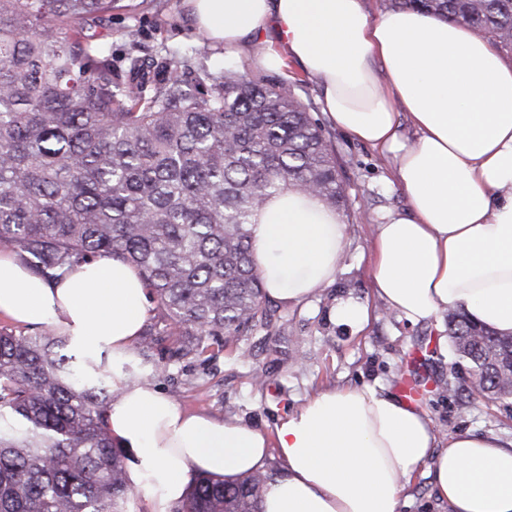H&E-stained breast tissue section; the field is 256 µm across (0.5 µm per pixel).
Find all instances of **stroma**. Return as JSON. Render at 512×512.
Here are the masks:
<instances>
[{
    "label": "stroma",
    "mask_w": 512,
    "mask_h": 512,
    "mask_svg": "<svg viewBox=\"0 0 512 512\" xmlns=\"http://www.w3.org/2000/svg\"><path fill=\"white\" fill-rule=\"evenodd\" d=\"M138 2L118 0L112 11V32L102 41L114 61L133 49L144 54L205 50L211 65L236 68L247 79L267 85L292 86L313 116L327 121L315 81L293 68L285 74L256 68L251 48L225 53L223 44L210 42L193 28L188 0H154L146 10ZM329 134L347 195L341 213L346 246L335 283L300 304L279 306V320L270 333L244 334L207 360L192 354L172 356L176 339L158 302H151L147 323L157 335L152 343L137 342L134 354L156 362L152 384L185 410L220 420L237 418L267 434L280 418L297 412L325 388L376 381L397 390L408 361L416 356L435 381L421 406L433 419L440 442L465 432L512 440V399L489 402L448 393L441 382L451 376V349L439 345V326H408L395 311L373 301L368 266L374 226L382 214L404 211L407 199L389 183L387 167L375 151L338 128H330ZM348 299L370 301L373 318L368 325L337 318L338 304Z\"/></svg>",
    "instance_id": "stroma-1"
}]
</instances>
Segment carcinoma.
<instances>
[{"instance_id":"1","label":"carcinoma","mask_w":512,"mask_h":512,"mask_svg":"<svg viewBox=\"0 0 512 512\" xmlns=\"http://www.w3.org/2000/svg\"><path fill=\"white\" fill-rule=\"evenodd\" d=\"M118 0H0V247L60 279L99 258L134 266L189 337L173 355L270 327L249 225L288 190L346 204L325 127L291 87L188 54L97 35ZM472 27L512 55V0H392ZM466 389L512 399V334L446 314ZM112 353L80 355L47 325L0 329V512H130L126 455L107 418ZM271 472L194 477L174 512H261Z\"/></svg>"}]
</instances>
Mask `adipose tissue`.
<instances>
[{"label": "adipose tissue", "mask_w": 512, "mask_h": 512, "mask_svg": "<svg viewBox=\"0 0 512 512\" xmlns=\"http://www.w3.org/2000/svg\"><path fill=\"white\" fill-rule=\"evenodd\" d=\"M192 24L236 52L265 44L261 68L294 63L322 90L336 127L389 164L408 208L376 224L372 296L415 325L448 307L512 334V61L472 28L408 8L371 17L364 0H190ZM414 137H406L402 124ZM267 297L298 304L335 282L346 226L287 191L250 227ZM0 316L52 323L118 369L149 316L138 272L101 258L50 282L0 250ZM108 412L150 512H172L192 477L233 481L280 460L262 512H401L427 469L448 512H512V442L469 432L439 447L425 410L374 384L327 389L267 435L191 414L119 371Z\"/></svg>", "instance_id": "1"}]
</instances>
